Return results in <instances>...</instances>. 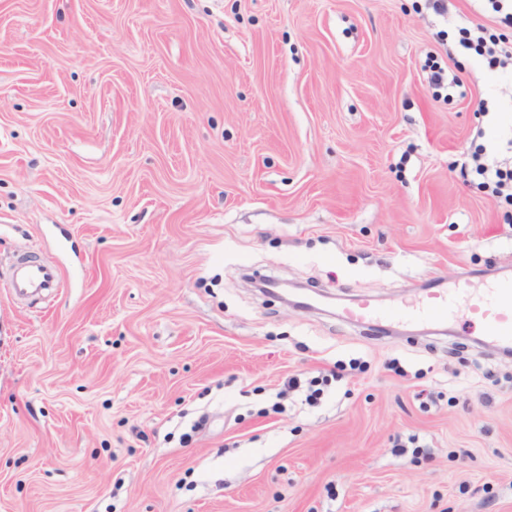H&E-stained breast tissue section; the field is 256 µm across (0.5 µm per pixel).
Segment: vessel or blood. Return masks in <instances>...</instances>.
<instances>
[{
    "instance_id": "b4317fda",
    "label": "vessel or blood",
    "mask_w": 512,
    "mask_h": 512,
    "mask_svg": "<svg viewBox=\"0 0 512 512\" xmlns=\"http://www.w3.org/2000/svg\"><path fill=\"white\" fill-rule=\"evenodd\" d=\"M60 284L59 268L39 260L18 263L11 278V287L19 295L35 294ZM462 308L480 321L482 334L489 344L512 349V280L476 288L469 273L464 272L451 288H429L418 308H379L364 302L346 310L344 317L351 323H393L410 319L444 323Z\"/></svg>"
}]
</instances>
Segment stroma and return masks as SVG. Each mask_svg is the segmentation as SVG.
Segmentation results:
<instances>
[{
	"mask_svg": "<svg viewBox=\"0 0 512 512\" xmlns=\"http://www.w3.org/2000/svg\"><path fill=\"white\" fill-rule=\"evenodd\" d=\"M448 6L0 0V512H512V356L342 318L512 279V206L461 173L512 105L477 114L436 34L483 16ZM19 252L62 288L16 299ZM293 376L319 405L271 412ZM431 69L430 74L428 76L429 85L436 89H444L448 90V101L453 100L454 97H464L466 95V90L464 82L462 79L456 74L448 72V69L441 67L439 64L434 62L433 65H429Z\"/></svg>",
	"mask_w": 512,
	"mask_h": 512,
	"instance_id": "1",
	"label": "stroma"
}]
</instances>
